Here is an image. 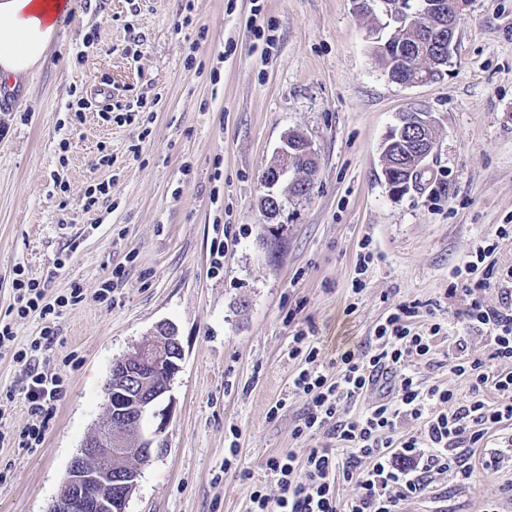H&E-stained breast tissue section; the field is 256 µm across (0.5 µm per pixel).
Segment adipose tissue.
Here are the masks:
<instances>
[{
	"mask_svg": "<svg viewBox=\"0 0 512 512\" xmlns=\"http://www.w3.org/2000/svg\"><path fill=\"white\" fill-rule=\"evenodd\" d=\"M70 8L71 0H0V86L44 61Z\"/></svg>",
	"mask_w": 512,
	"mask_h": 512,
	"instance_id": "ef3b65f1",
	"label": "adipose tissue"
}]
</instances>
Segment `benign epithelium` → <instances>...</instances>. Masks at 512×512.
Wrapping results in <instances>:
<instances>
[{
  "mask_svg": "<svg viewBox=\"0 0 512 512\" xmlns=\"http://www.w3.org/2000/svg\"><path fill=\"white\" fill-rule=\"evenodd\" d=\"M462 7V0H448V29L435 30L439 46L449 57L455 49V22ZM434 123L431 113L416 110L406 125L419 132ZM298 150L297 139L283 137L277 150L280 165L265 175L266 187L275 186L293 169V156ZM182 359L183 348L175 327L160 323L131 354L114 361L104 388L107 421L86 438L72 459L47 512H113V497L129 500L128 487H137L140 474L122 470L123 460L136 457L146 463L158 452L170 413L154 407L169 391ZM150 417L158 423L145 431L143 422Z\"/></svg>",
  "mask_w": 512,
  "mask_h": 512,
  "instance_id": "obj_1",
  "label": "benign epithelium"
}]
</instances>
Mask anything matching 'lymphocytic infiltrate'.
Returning <instances> with one entry per match:
<instances>
[{"label": "lymphocytic infiltrate", "mask_w": 512, "mask_h": 512, "mask_svg": "<svg viewBox=\"0 0 512 512\" xmlns=\"http://www.w3.org/2000/svg\"><path fill=\"white\" fill-rule=\"evenodd\" d=\"M511 233V228L501 224L494 234L480 239L458 271L457 281L445 291L446 299L463 298L459 318L485 331L492 359L504 363H512V268H497L493 255L498 239ZM491 287L507 294L503 306L491 308L482 302L481 292ZM44 296L40 282L22 280L16 285L18 314L39 312L44 323L29 350L12 354L26 378L30 422L20 435L26 448L43 443L53 404L63 393L61 378L42 370L35 353L55 342V321L62 308L83 299L78 287L52 304ZM416 315L414 305L397 304L376 329L374 351L342 352L332 376L320 368L319 349L308 333L300 329L293 334L292 353L303 357L306 366L293 378L292 390L308 399L294 434L324 433L351 454L342 462L335 449L312 448L301 457L288 453L267 458L262 468L279 493L272 496L255 489L250 512H400L402 501L425 491L430 473L452 471L461 479L471 478L474 468L460 461L458 451L479 447L486 427L512 421V371H489L482 360L459 355L450 360V370L470 379V397H458L435 385L424 387L409 365L433 350L442 326L435 323L424 331L415 329L412 319ZM394 370L399 373L395 398L380 399L362 416L343 418V403L356 402ZM488 387L499 393V402L485 400L483 392ZM408 420L421 421L420 430L402 433L401 426ZM341 480L356 481L362 489L347 504L340 503L336 493Z\"/></svg>", "instance_id": "1"}]
</instances>
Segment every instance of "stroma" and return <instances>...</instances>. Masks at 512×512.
Here are the masks:
<instances>
[{
	"label": "stroma",
	"mask_w": 512,
	"mask_h": 512,
	"mask_svg": "<svg viewBox=\"0 0 512 512\" xmlns=\"http://www.w3.org/2000/svg\"><path fill=\"white\" fill-rule=\"evenodd\" d=\"M456 34L444 78L405 86L379 66L381 32L353 0H73L45 63L0 94V319L12 349L42 327L14 315L17 280L40 281L49 302L76 286L84 296L38 354L64 379L40 447L16 443L22 372L0 354V512H45L106 417L113 362L161 322L184 356L164 397L167 449L142 465L127 512H248L258 486L278 492L266 458L329 445L294 435L306 408L289 388L304 364L290 354L295 329L311 332L332 375L339 349L368 345L396 303L417 304L415 327L441 323L442 337L415 371L470 395L449 357L462 339L488 359L490 339L455 317L462 300L450 312L438 302L474 243L512 225V0H470ZM105 86L112 112L66 111ZM136 100L143 110L126 112ZM416 109L436 117V145L396 194L382 147ZM292 130L315 152L314 186L269 220L261 176ZM102 181L111 194L88 205ZM366 238L374 259L356 293ZM116 269L111 300H99ZM491 452L502 463L481 469ZM469 461L473 478L435 476L402 512H512V424L489 428Z\"/></svg>",
	"instance_id": "35a3bbf8"
}]
</instances>
